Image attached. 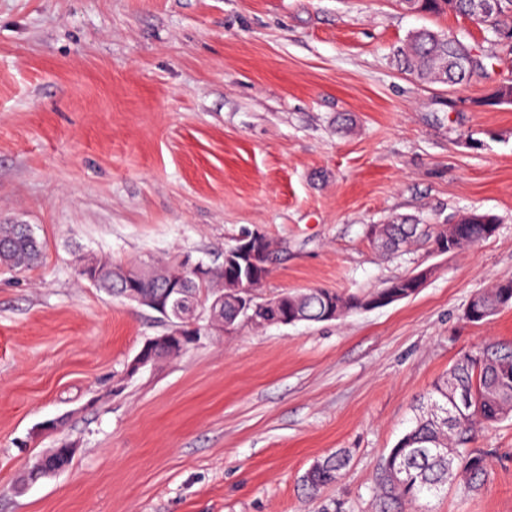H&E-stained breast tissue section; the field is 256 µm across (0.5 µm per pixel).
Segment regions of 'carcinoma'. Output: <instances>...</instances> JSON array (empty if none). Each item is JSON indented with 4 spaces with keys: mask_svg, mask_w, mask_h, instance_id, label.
Returning <instances> with one entry per match:
<instances>
[{
    "mask_svg": "<svg viewBox=\"0 0 512 512\" xmlns=\"http://www.w3.org/2000/svg\"><path fill=\"white\" fill-rule=\"evenodd\" d=\"M475 0H399L410 13L443 14L453 12L485 28L498 40L512 36V0H496L488 13L474 10ZM480 65L476 46L462 35L441 34L430 29L413 32L403 44L393 49L397 66L427 83L459 85L471 79L465 58ZM467 233L456 247L474 245L487 239L485 225L495 219L482 213L461 218ZM437 238L418 223L396 219L379 226L374 245L386 254H396L419 236ZM43 244L28 239L16 224H0V266L21 271L37 263ZM144 269L140 279L145 294H155L164 286L166 267L137 260L127 264L103 265L97 287L114 297H123L126 273ZM363 299L346 297L324 288L288 293V303L268 310V315L252 322L256 327L279 324L293 310L305 320L320 322L330 307L341 318L359 309ZM465 397L453 420H448V394ZM426 412L415 421L397 444L382 459L376 472V495L379 512H395L404 502H417L423 496H436L456 477L466 478L479 486L490 478L485 454L470 447L477 425L492 426L512 418V348L491 345L476 352L464 353L451 369L448 378L435 383L424 396ZM347 457L340 453L327 456V466L312 480L304 482L311 491L332 485L341 478Z\"/></svg>",
    "mask_w": 512,
    "mask_h": 512,
    "instance_id": "carcinoma-1",
    "label": "carcinoma"
}]
</instances>
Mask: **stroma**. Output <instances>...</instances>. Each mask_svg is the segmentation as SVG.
<instances>
[{"mask_svg":"<svg viewBox=\"0 0 512 512\" xmlns=\"http://www.w3.org/2000/svg\"><path fill=\"white\" fill-rule=\"evenodd\" d=\"M485 55L423 84L392 50L420 27ZM512 48L395 0H0V224L32 225L37 266L0 268V512H377V466L462 354L512 345ZM494 215L460 252L399 257L372 225ZM273 261L259 296L364 295L431 269L412 298L328 322L206 330L130 372L165 325L74 272L76 251L209 265L244 230ZM68 444L62 471L25 483ZM490 480L402 512H512V419L478 428ZM350 463L311 495L302 476Z\"/></svg>","mask_w":512,"mask_h":512,"instance_id":"1","label":"stroma"}]
</instances>
